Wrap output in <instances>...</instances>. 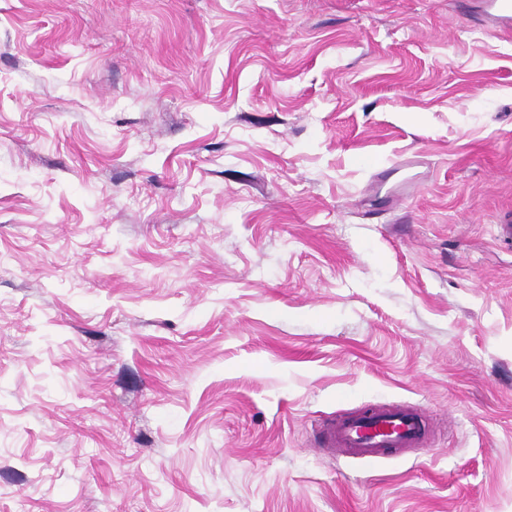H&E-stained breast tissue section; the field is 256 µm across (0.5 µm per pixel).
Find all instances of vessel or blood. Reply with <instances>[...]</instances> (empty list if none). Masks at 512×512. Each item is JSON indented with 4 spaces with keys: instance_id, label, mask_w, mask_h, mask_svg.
<instances>
[{
    "instance_id": "b4317fda",
    "label": "vessel or blood",
    "mask_w": 512,
    "mask_h": 512,
    "mask_svg": "<svg viewBox=\"0 0 512 512\" xmlns=\"http://www.w3.org/2000/svg\"><path fill=\"white\" fill-rule=\"evenodd\" d=\"M484 21L512 30V0H480ZM315 430L324 452L332 457L372 461L390 449L424 447L429 438L425 413L413 405L354 407L318 422Z\"/></svg>"
}]
</instances>
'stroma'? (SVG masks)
Masks as SVG:
<instances>
[{
	"label": "stroma",
	"instance_id": "stroma-1",
	"mask_svg": "<svg viewBox=\"0 0 512 512\" xmlns=\"http://www.w3.org/2000/svg\"><path fill=\"white\" fill-rule=\"evenodd\" d=\"M507 216L456 0H0V512H512ZM315 430L332 457L372 461L392 448H424L429 438L425 413L413 405L354 407L318 422Z\"/></svg>",
	"mask_w": 512,
	"mask_h": 512
}]
</instances>
